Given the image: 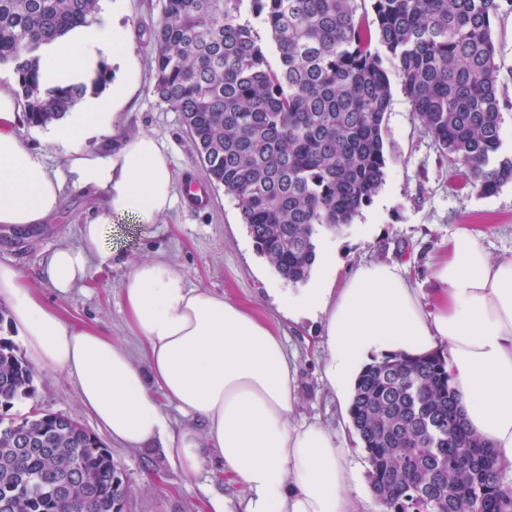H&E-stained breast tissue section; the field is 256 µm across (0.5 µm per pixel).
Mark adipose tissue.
<instances>
[{"instance_id":"adipose-tissue-1","label":"adipose tissue","mask_w":512,"mask_h":512,"mask_svg":"<svg viewBox=\"0 0 512 512\" xmlns=\"http://www.w3.org/2000/svg\"><path fill=\"white\" fill-rule=\"evenodd\" d=\"M125 33L117 10L70 30L42 55L49 86L88 83L123 61ZM133 78L107 94L86 93L52 128L63 159L50 169L16 126L15 90L0 85V224L45 223L59 211L65 188L103 201L81 227L79 247L62 246L41 263V280L58 295L85 285L95 264L112 254L103 228L132 214L153 224L178 198L173 158L146 132L116 146H89L126 104ZM418 288L403 265L361 262L342 278L315 277L303 288H268L289 321L320 322L323 380L349 405L361 371L400 353L445 354L463 417L494 453L503 487L512 490V259H491L479 233L463 228ZM126 322L141 342L144 364L97 327L66 322L17 267L0 263V303L35 365L68 377L82 407L113 442L128 448L162 445L184 474L216 453L244 492L242 512H358L359 470L345 433L293 420L298 368L282 336L246 305L189 287L163 259L135 263L121 283ZM164 395L193 421L173 429L156 397Z\"/></svg>"}]
</instances>
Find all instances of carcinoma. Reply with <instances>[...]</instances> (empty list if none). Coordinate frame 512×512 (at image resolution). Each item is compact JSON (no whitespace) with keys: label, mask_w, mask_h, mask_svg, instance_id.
I'll list each match as a JSON object with an SVG mask.
<instances>
[{"label":"carcinoma","mask_w":512,"mask_h":512,"mask_svg":"<svg viewBox=\"0 0 512 512\" xmlns=\"http://www.w3.org/2000/svg\"><path fill=\"white\" fill-rule=\"evenodd\" d=\"M270 37L271 64L241 6ZM100 0H0V65L32 126L58 120L85 85L46 87L44 47L90 24ZM370 7H365V4ZM499 0H165L153 30V93L180 113L213 185L256 251L305 282L325 229L353 223L385 181L388 58L423 132L474 189L512 182L501 155ZM34 368L0 337V512H123L128 487L103 443L55 413L13 414ZM384 512H512L493 451L464 425L445 360L385 356L350 405Z\"/></svg>","instance_id":"1"}]
</instances>
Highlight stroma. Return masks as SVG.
Here are the masks:
<instances>
[{"label": "stroma", "mask_w": 512, "mask_h": 512, "mask_svg": "<svg viewBox=\"0 0 512 512\" xmlns=\"http://www.w3.org/2000/svg\"><path fill=\"white\" fill-rule=\"evenodd\" d=\"M163 8L164 0H123L121 22L130 32L127 65L112 67L110 76L120 78L128 69L137 79L128 105L97 140L113 144L128 133L153 134L172 154L177 182H184L189 173L202 180L206 174L180 114L160 102L152 90L150 33L160 23ZM492 39L503 65L499 81L502 151L510 156L512 0H502L492 21ZM391 94L383 131L385 181L353 224L339 232L323 231L318 249L334 247L339 273L364 261H398L408 264L411 279L421 284L429 275L430 264L443 255L449 238L466 225L481 233L492 259L512 258V182L491 195L465 185L422 132L399 78H392ZM95 208V198L70 188L61 211L47 223L28 229L0 225V262L21 270L65 320L97 326L138 360L141 343L126 324L120 286L136 262L164 258L189 286L243 302L273 323L296 356L300 398L295 418L314 419L329 429H340L343 409L319 371L325 356L320 327L311 322L290 325L277 312L265 292L277 274L256 252L235 201L223 188H213L209 204L202 209L177 201L154 224L113 218L105 232V244L112 251L110 262L99 268L85 287L58 296L43 286L41 262L57 247L79 246L80 228ZM34 384V397L17 404L15 413L62 414L95 434L123 473L128 486L126 512H214L215 502L243 497L242 488L230 483L216 453L207 455L197 474H184L161 449L144 451L114 443L83 409L75 387L64 375L39 368Z\"/></svg>", "instance_id": "obj_1"}]
</instances>
